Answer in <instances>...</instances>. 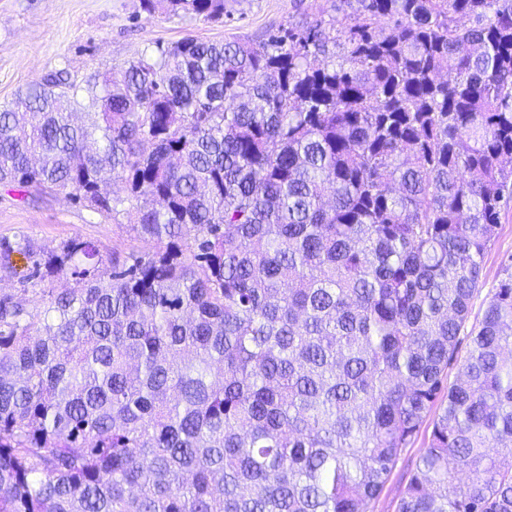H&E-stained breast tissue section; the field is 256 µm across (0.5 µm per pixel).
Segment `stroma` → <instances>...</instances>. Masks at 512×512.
<instances>
[{"mask_svg": "<svg viewBox=\"0 0 512 512\" xmlns=\"http://www.w3.org/2000/svg\"><path fill=\"white\" fill-rule=\"evenodd\" d=\"M291 23L331 26L339 32L347 19L344 12L332 10L328 0H226L218 20L149 14L141 9L140 0H0V105L59 71L77 86L82 111L95 112L99 104L92 90L143 52L160 53L186 37L260 43ZM23 236L47 251L74 237L91 240L104 259L139 244L124 212L106 217L58 190L40 194L0 185V241ZM9 262L11 273H0V294L32 302L46 290L69 285L63 277L50 282L33 279L32 262L20 253H11ZM507 264H512V202L502 210L497 237L483 258V286L473 300V316L481 315ZM427 445L428 433L420 431L367 512H397Z\"/></svg>", "mask_w": 512, "mask_h": 512, "instance_id": "35a3bbf8", "label": "stroma"}]
</instances>
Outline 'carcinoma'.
<instances>
[{
    "label": "carcinoma",
    "mask_w": 512,
    "mask_h": 512,
    "mask_svg": "<svg viewBox=\"0 0 512 512\" xmlns=\"http://www.w3.org/2000/svg\"><path fill=\"white\" fill-rule=\"evenodd\" d=\"M344 8L339 55L187 37L83 121L60 73L0 106V183L123 205L147 246L0 243L74 282L0 297V512H367L424 425L398 512H512V269L470 322L512 197V0Z\"/></svg>",
    "instance_id": "1"
}]
</instances>
